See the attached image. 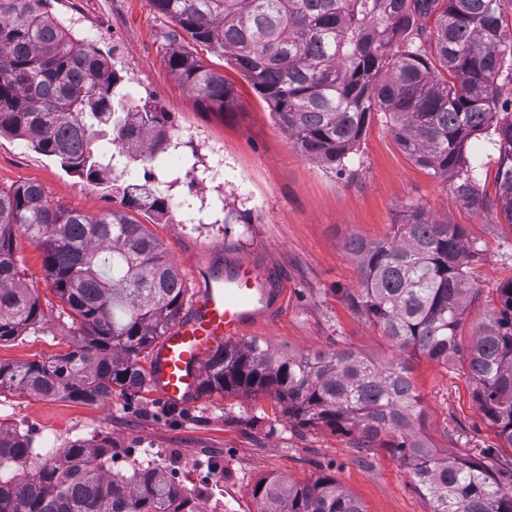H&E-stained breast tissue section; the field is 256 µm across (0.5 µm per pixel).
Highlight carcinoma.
<instances>
[{
  "label": "carcinoma",
  "mask_w": 512,
  "mask_h": 512,
  "mask_svg": "<svg viewBox=\"0 0 512 512\" xmlns=\"http://www.w3.org/2000/svg\"><path fill=\"white\" fill-rule=\"evenodd\" d=\"M194 41L224 56L273 107L295 149L334 169L356 150L377 113L401 151L444 181L463 205H480L467 155L472 138L495 137L502 162L497 223L512 224V113L496 111L512 83V25L502 0H153ZM437 15L424 35L423 22ZM168 65L219 111L236 98L224 76L188 50ZM167 115L138 109L102 52L81 42L50 11V0H0V133L18 134L44 156L89 181L128 171L124 145L145 140L153 158L169 149ZM113 147L105 154L101 147ZM127 207L163 213L168 198L148 187ZM42 251L46 278L80 337L46 361L0 364V391L95 403L147 382L154 345L179 318L185 289L145 225L113 212L92 217L50 200L41 186L0 189V343L43 318L21 281L16 233ZM360 273L350 309L380 329L405 358L377 363L349 349L277 357L253 339L208 359L199 391L271 394L300 426L358 433L367 447L410 461L430 512H512V456L492 464L441 454L416 433L418 396L411 357L467 362L485 418L512 450V279L500 307L477 326L471 346L458 336L473 292L475 248L464 229L410 207L396 233L346 243ZM101 442L75 440L34 476L11 467L37 458L32 443L0 429V512H203L168 478L148 470H105ZM258 512H364L335 478H270L254 490Z\"/></svg>",
  "instance_id": "obj_1"
}]
</instances>
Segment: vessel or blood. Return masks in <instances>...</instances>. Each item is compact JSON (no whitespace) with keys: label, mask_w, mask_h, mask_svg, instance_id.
<instances>
[{"label":"vessel or blood","mask_w":512,"mask_h":512,"mask_svg":"<svg viewBox=\"0 0 512 512\" xmlns=\"http://www.w3.org/2000/svg\"><path fill=\"white\" fill-rule=\"evenodd\" d=\"M280 300L279 289L252 263L207 275L188 313L154 348L149 379L154 395L172 407L193 403L211 354L240 340L247 327L268 317Z\"/></svg>","instance_id":"obj_1"}]
</instances>
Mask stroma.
<instances>
[{
  "instance_id": "1",
  "label": "stroma",
  "mask_w": 512,
  "mask_h": 512,
  "mask_svg": "<svg viewBox=\"0 0 512 512\" xmlns=\"http://www.w3.org/2000/svg\"><path fill=\"white\" fill-rule=\"evenodd\" d=\"M50 2L57 18L77 11L97 29H117L124 62L152 86L158 111L179 127L202 132L224 151L223 223L172 224L161 215L134 214L166 249L185 301L203 287L205 271L221 272L247 259L283 292L281 307L268 321L250 327L248 337L278 356L350 349L378 362L391 360L395 352L380 331L345 300L346 292L360 286L346 243L353 237H387L413 205L461 225L477 247L470 262L477 295L459 336L462 346L471 345L476 325L498 308L499 288L512 278V226L494 223L485 208L457 203L448 182L405 156L382 116L372 119L345 167L329 169L294 149L270 105L241 72L180 32L151 0ZM180 46L234 87L232 110L208 108L171 71L168 57ZM468 153L477 161L480 197L494 198L499 153L492 136L473 138ZM112 180L107 171L99 181H87L23 137L0 134V188L35 183L52 201L101 217L122 208L112 194ZM16 258L39 297L43 319L0 344V363L45 361L66 353L71 321L45 278L41 251L20 234ZM412 365L421 410L417 431L440 452L484 461L487 449L500 440L483 417L465 363L453 359L444 365L419 354ZM0 428L30 438L37 448L61 449L76 439H94L110 442L119 455L135 444L158 449L198 481L222 480L233 512H256L253 488L270 475L299 482L332 476L365 512H430L409 465L392 449L359 447L355 433L297 426L270 395L214 390L173 409L147 385L99 403L5 390L0 392Z\"/></svg>"
}]
</instances>
